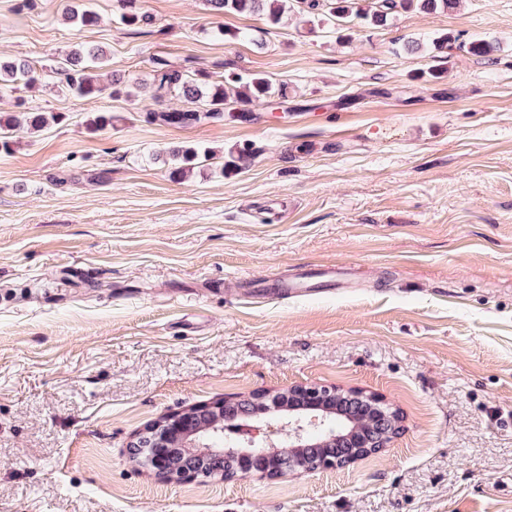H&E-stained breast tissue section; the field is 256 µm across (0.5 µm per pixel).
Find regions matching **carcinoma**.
Masks as SVG:
<instances>
[{"label":"carcinoma","mask_w":512,"mask_h":512,"mask_svg":"<svg viewBox=\"0 0 512 512\" xmlns=\"http://www.w3.org/2000/svg\"><path fill=\"white\" fill-rule=\"evenodd\" d=\"M121 3L120 23L127 27H143L153 23L152 17L138 6L139 0H119ZM212 10L222 13H239L264 16L272 23H277L285 13L290 0H205ZM300 4L301 13L332 22H345L349 18H357L372 26H383L388 19L401 10H420L435 12L451 10L459 0H370V6L364 8L359 0H295ZM68 19L81 26L98 24V14L84 4L66 10ZM105 59L103 50L93 45H81L72 50L67 59L56 68L59 75L58 86L61 90L84 98H94L110 91L112 96L127 97L146 87L152 88V98L161 101L166 95L176 93L190 107L180 110L146 113L150 123L158 122L172 126H192L207 121L224 119V113L237 110L245 112L243 106L259 98L278 97L288 98L287 86L274 84L260 74L243 76L239 73H229L224 76V82L216 84L199 73L193 78L184 72L173 68L163 58L153 60L151 82H135L129 84L121 77H114L109 83L100 82L96 71L103 69ZM38 81L37 73L25 60L0 57V90L6 88L15 90V85L25 86ZM65 116L60 113L35 112L26 107L24 100L16 103V110L7 119L0 118V128L25 125L33 131L41 130L49 121L61 122ZM112 125V114L97 112L86 117L85 126L91 132H99ZM200 149L195 146L174 145L166 150V155L175 164L173 173L179 176L194 168L199 158ZM266 404L259 399L243 401L229 406L207 410L198 419V427L220 425L226 421L225 412L233 411L243 414H260ZM351 425L356 430H372L378 426V420L371 414L367 405L353 406L348 413ZM173 461L182 468L200 466L208 473L222 475L233 467L235 461L230 456L212 452L204 458L192 454L176 453Z\"/></svg>","instance_id":"cac0c4a2"}]
</instances>
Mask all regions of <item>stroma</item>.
Returning a JSON list of instances; mask_svg holds the SVG:
<instances>
[{
  "label": "stroma",
  "mask_w": 512,
  "mask_h": 512,
  "mask_svg": "<svg viewBox=\"0 0 512 512\" xmlns=\"http://www.w3.org/2000/svg\"><path fill=\"white\" fill-rule=\"evenodd\" d=\"M71 2L0 0V55L39 76L0 112L19 95L65 116L0 153V512H512V0L375 28L139 0L140 30L118 0L69 24ZM79 44L127 80L160 56L288 97L149 123L151 99L58 92ZM94 111L111 127L88 133ZM177 143L210 152L184 178L160 155ZM335 263L348 288L248 296ZM296 384L377 395L400 432L271 479L168 482L129 454L159 417ZM121 3L120 23L127 27L152 25L153 19L138 6L139 0H119Z\"/></svg>",
  "instance_id": "obj_1"
}]
</instances>
